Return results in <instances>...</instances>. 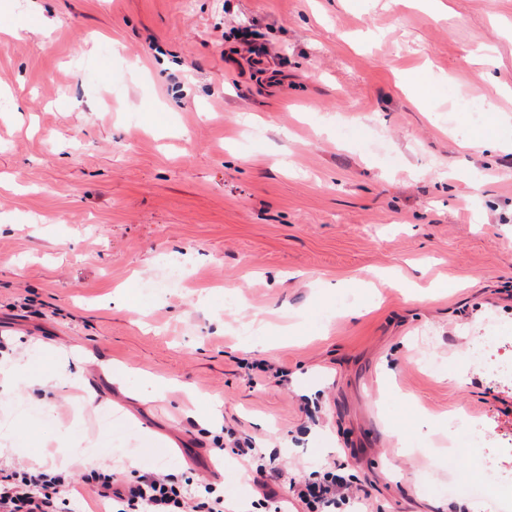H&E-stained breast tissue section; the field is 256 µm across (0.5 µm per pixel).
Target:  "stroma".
<instances>
[{
    "instance_id": "obj_1",
    "label": "stroma",
    "mask_w": 512,
    "mask_h": 512,
    "mask_svg": "<svg viewBox=\"0 0 512 512\" xmlns=\"http://www.w3.org/2000/svg\"><path fill=\"white\" fill-rule=\"evenodd\" d=\"M0 14V366L30 376L0 390V463L214 471L226 512H307L216 449L232 428L285 485L332 462L373 512H486L451 486L472 426L512 441V384L466 358L512 332V0Z\"/></svg>"
}]
</instances>
